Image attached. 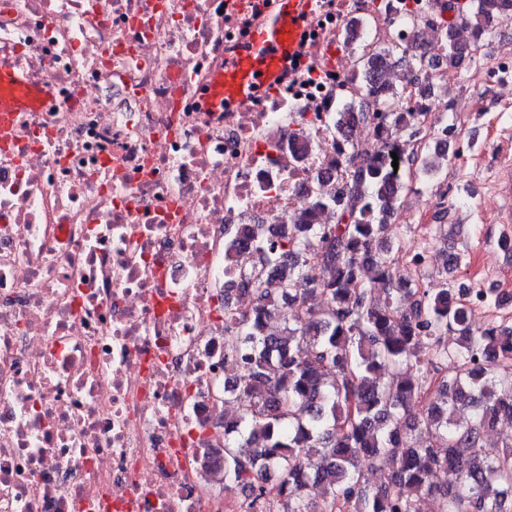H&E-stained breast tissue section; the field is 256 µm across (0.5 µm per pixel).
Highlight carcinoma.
<instances>
[{
    "label": "carcinoma",
    "mask_w": 512,
    "mask_h": 512,
    "mask_svg": "<svg viewBox=\"0 0 512 512\" xmlns=\"http://www.w3.org/2000/svg\"><path fill=\"white\" fill-rule=\"evenodd\" d=\"M507 18L512 0H467L442 32L448 64L474 60L491 25ZM461 27L468 38L458 36ZM350 53L353 79L384 109L380 120L419 135L423 113L394 111L412 79L406 48ZM364 117L341 101L332 117L336 135ZM447 158L446 147L425 155L420 175L434 177ZM345 163L342 200L318 193L288 233L257 242L253 313L225 310L224 358L239 362L242 373L224 383V396L243 408L224 427V482L246 491L243 512H271L265 475L281 480L280 512H422L429 498L438 512H508L512 440L490 448L484 438L499 414L512 419V323L482 329L472 322L476 310L504 301L402 281L399 301L374 296L367 282L393 279L387 230L403 186L394 183L384 142L376 156ZM323 208L336 212V223H315ZM310 260L330 277L311 284ZM287 306L298 310L291 323L263 334ZM450 331L458 338L452 349L443 340ZM434 359L451 370L430 390L410 370ZM423 398L428 406L413 413ZM467 407L473 419L459 426L453 416ZM361 456L382 471L369 490L356 466ZM438 471L446 484L432 481ZM313 482L323 485L321 509L308 502Z\"/></svg>",
    "instance_id": "obj_1"
}]
</instances>
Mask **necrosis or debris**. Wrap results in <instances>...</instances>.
I'll return each mask as SVG.
<instances>
[{
  "label": "necrosis or debris",
  "mask_w": 512,
  "mask_h": 512,
  "mask_svg": "<svg viewBox=\"0 0 512 512\" xmlns=\"http://www.w3.org/2000/svg\"><path fill=\"white\" fill-rule=\"evenodd\" d=\"M278 0H0V62L47 89L0 137V512H235L224 309L247 224L288 229L347 151L353 21L441 58L447 0H308L271 93L208 97ZM302 120L305 140L292 135ZM365 112L357 111L352 102L342 100L332 117V124L336 129V135H344L345 130L357 119L366 118Z\"/></svg>",
  "instance_id": "4bbe7bcc"
}]
</instances>
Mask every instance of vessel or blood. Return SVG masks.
<instances>
[{
    "label": "vessel or blood",
    "mask_w": 512,
    "mask_h": 512,
    "mask_svg": "<svg viewBox=\"0 0 512 512\" xmlns=\"http://www.w3.org/2000/svg\"><path fill=\"white\" fill-rule=\"evenodd\" d=\"M306 0H279V7L256 28L248 47L226 57L224 77L216 91L225 100L242 103L252 100L257 86L274 89L284 60L296 51L297 25ZM41 89L30 84L7 63H0V130L7 115L34 109Z\"/></svg>",
    "instance_id": "1"
}]
</instances>
